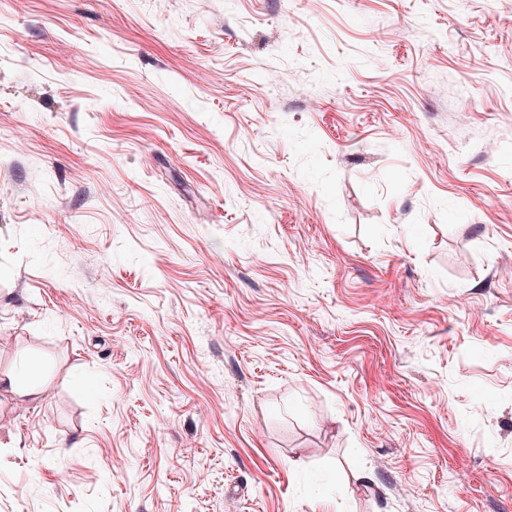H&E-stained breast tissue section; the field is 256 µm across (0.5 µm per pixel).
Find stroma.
I'll return each mask as SVG.
<instances>
[{
  "mask_svg": "<svg viewBox=\"0 0 512 512\" xmlns=\"http://www.w3.org/2000/svg\"><path fill=\"white\" fill-rule=\"evenodd\" d=\"M21 370L0 512H512V0H0Z\"/></svg>",
  "mask_w": 512,
  "mask_h": 512,
  "instance_id": "1",
  "label": "stroma"
}]
</instances>
